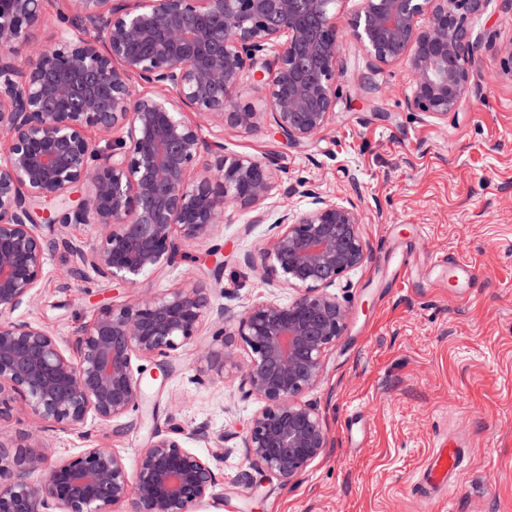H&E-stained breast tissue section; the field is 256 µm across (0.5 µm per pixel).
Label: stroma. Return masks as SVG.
I'll use <instances>...</instances> for the list:
<instances>
[{"mask_svg": "<svg viewBox=\"0 0 512 512\" xmlns=\"http://www.w3.org/2000/svg\"><path fill=\"white\" fill-rule=\"evenodd\" d=\"M468 26L485 45L472 67L471 102L448 122L407 111V66L377 65L349 40L336 112L309 142L290 145L261 127L224 130L226 153L275 156L289 178L363 211L367 258L335 288L348 327L305 395L325 418L324 456L293 485L259 476L244 489V432L260 404L235 378H200L198 356L223 343L206 325L168 357L167 373L143 361L145 404L132 427L118 437L92 420L76 431L46 428L53 458L105 446L131 463L154 431L179 427L200 454L225 448L216 502L201 512H512V9L487 0ZM270 233L269 223L229 211L215 240L189 247L138 287L160 293L189 279L234 313L259 300L288 301L293 290L263 283L243 261ZM215 247L224 254L218 279L205 261ZM404 247L416 266L396 278L386 259ZM442 254L477 268L471 290L436 282L430 261ZM72 261L66 249L53 253L18 311L64 342L93 318L90 296L112 291L91 274L62 279ZM450 433L468 441L471 462L452 498L421 505L411 486Z\"/></svg>", "mask_w": 512, "mask_h": 512, "instance_id": "35a3bbf8", "label": "stroma"}]
</instances>
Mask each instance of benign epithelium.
<instances>
[{
	"mask_svg": "<svg viewBox=\"0 0 512 512\" xmlns=\"http://www.w3.org/2000/svg\"><path fill=\"white\" fill-rule=\"evenodd\" d=\"M68 2L54 42L22 56L16 44L27 41L44 0H0V512H122L126 503L130 512H195L212 498L224 448L201 456L180 428L154 433L132 466L102 446L51 463L38 431L17 439L5 430L16 413L68 430L90 417L114 426L139 409L136 362L170 356L207 321L225 340L199 373L233 375L262 403L246 427L245 459L288 484L328 445L318 409L302 395L320 382L325 354L347 328V309L329 289L364 262L368 243L354 202L288 181L274 158L224 152V127L251 131L259 120L234 93L245 82L266 88L268 132L307 142L335 114L348 34L380 65L407 62V107L446 121L470 99L481 41L468 18L487 0H358L344 26L339 0ZM187 111L199 121H187ZM204 124L217 135L203 136ZM90 128L105 133V145L88 139ZM78 186L85 196L74 200ZM277 193L306 197L308 208L283 211L246 261L264 283L295 291L287 303L261 300L231 315L193 285L104 298L73 340L75 359L41 325L11 317L31 302L57 248L38 230L39 203L57 206L47 225L101 230L91 247H71L68 275L91 271L133 291L139 276L213 236L228 206L265 223V202Z\"/></svg>",
	"mask_w": 512,
	"mask_h": 512,
	"instance_id": "benign-epithelium-1",
	"label": "benign epithelium"
}]
</instances>
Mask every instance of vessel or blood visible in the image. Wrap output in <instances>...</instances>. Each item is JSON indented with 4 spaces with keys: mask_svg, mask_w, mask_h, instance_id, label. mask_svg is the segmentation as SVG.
<instances>
[{
    "mask_svg": "<svg viewBox=\"0 0 512 512\" xmlns=\"http://www.w3.org/2000/svg\"><path fill=\"white\" fill-rule=\"evenodd\" d=\"M432 267L463 286L477 277L475 267L450 255L435 257ZM469 458L470 450L462 441L453 437L443 439L414 484L416 496L427 504L437 496L450 495L456 486V477L465 470Z\"/></svg>",
    "mask_w": 512,
    "mask_h": 512,
    "instance_id": "obj_1",
    "label": "vessel or blood"
}]
</instances>
